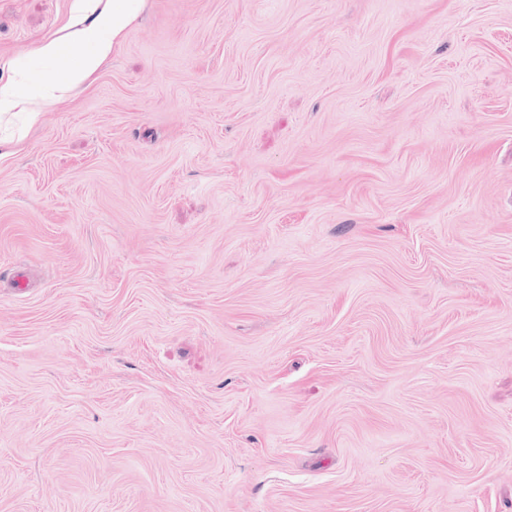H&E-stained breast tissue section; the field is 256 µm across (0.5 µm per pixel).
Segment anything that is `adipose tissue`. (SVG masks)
<instances>
[{"mask_svg": "<svg viewBox=\"0 0 512 512\" xmlns=\"http://www.w3.org/2000/svg\"><path fill=\"white\" fill-rule=\"evenodd\" d=\"M142 0H85L83 7L69 27L64 39L47 43L43 52L48 56L62 53L64 43L80 42L92 45L78 69L68 70L57 83L40 89V105H48L56 95L76 90L83 79L93 72L111 53L114 45L125 36L128 27L136 20Z\"/></svg>", "mask_w": 512, "mask_h": 512, "instance_id": "1", "label": "adipose tissue"}]
</instances>
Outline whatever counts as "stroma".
<instances>
[{
    "label": "stroma",
    "mask_w": 512,
    "mask_h": 512,
    "mask_svg": "<svg viewBox=\"0 0 512 512\" xmlns=\"http://www.w3.org/2000/svg\"><path fill=\"white\" fill-rule=\"evenodd\" d=\"M80 4L0 0V512H512V0H144L31 117Z\"/></svg>",
    "instance_id": "stroma-1"
}]
</instances>
